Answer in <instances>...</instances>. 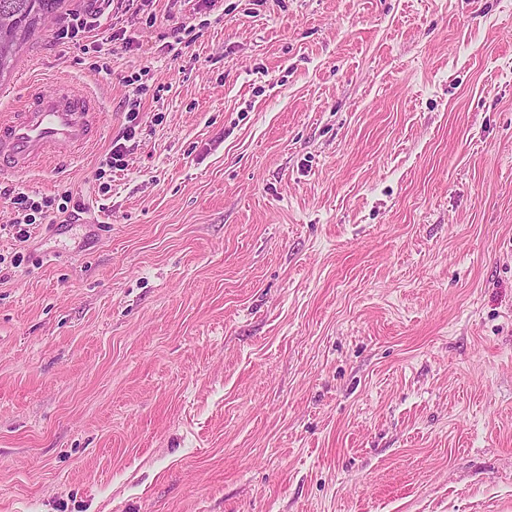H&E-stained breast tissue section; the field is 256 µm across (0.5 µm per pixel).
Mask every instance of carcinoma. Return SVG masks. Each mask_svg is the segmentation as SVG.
<instances>
[{
    "mask_svg": "<svg viewBox=\"0 0 512 512\" xmlns=\"http://www.w3.org/2000/svg\"><path fill=\"white\" fill-rule=\"evenodd\" d=\"M62 0H0V78L17 56L16 45L27 43Z\"/></svg>",
    "mask_w": 512,
    "mask_h": 512,
    "instance_id": "1",
    "label": "carcinoma"
}]
</instances>
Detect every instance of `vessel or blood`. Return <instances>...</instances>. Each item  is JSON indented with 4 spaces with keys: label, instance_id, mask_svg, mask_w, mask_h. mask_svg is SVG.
<instances>
[{
    "label": "vessel or blood",
    "instance_id": "1",
    "mask_svg": "<svg viewBox=\"0 0 512 512\" xmlns=\"http://www.w3.org/2000/svg\"><path fill=\"white\" fill-rule=\"evenodd\" d=\"M102 110L100 101L73 82L27 91L0 115V173L71 159L100 139Z\"/></svg>",
    "mask_w": 512,
    "mask_h": 512
}]
</instances>
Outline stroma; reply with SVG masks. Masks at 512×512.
<instances>
[{
	"label": "stroma",
	"mask_w": 512,
	"mask_h": 512,
	"mask_svg": "<svg viewBox=\"0 0 512 512\" xmlns=\"http://www.w3.org/2000/svg\"><path fill=\"white\" fill-rule=\"evenodd\" d=\"M61 80L104 134L0 176L83 206L0 202V512H512V0H62L0 112ZM97 11H88L69 15L68 19L55 30L54 38L62 43L76 42L83 38L86 31L97 22ZM7 199L14 209V212L17 213V218L13 220L11 224V226L16 229V238L19 242H26L28 238H30V234L29 230L21 228V226H25L22 224H26L27 226L37 224V216H39V220H45L47 217V208L53 205L52 201L46 199H42L41 202L36 201L24 192H12V196L9 194Z\"/></svg>",
	"instance_id": "obj_1"
}]
</instances>
